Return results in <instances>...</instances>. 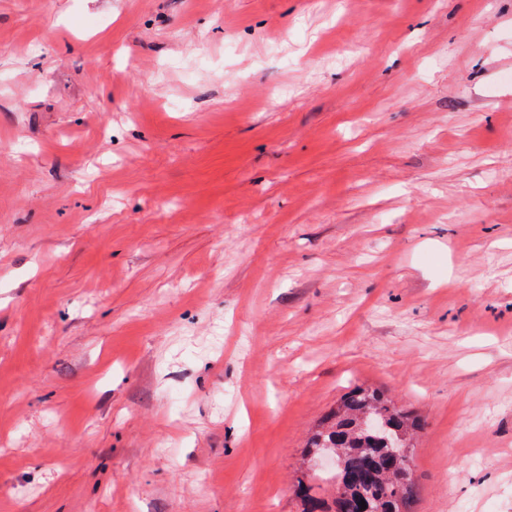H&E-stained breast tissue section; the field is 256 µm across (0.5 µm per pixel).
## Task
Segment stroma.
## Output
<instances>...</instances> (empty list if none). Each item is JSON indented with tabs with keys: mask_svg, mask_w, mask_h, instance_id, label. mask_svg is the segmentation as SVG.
Segmentation results:
<instances>
[{
	"mask_svg": "<svg viewBox=\"0 0 512 512\" xmlns=\"http://www.w3.org/2000/svg\"><path fill=\"white\" fill-rule=\"evenodd\" d=\"M362 384L512 512V0H0V512H300Z\"/></svg>",
	"mask_w": 512,
	"mask_h": 512,
	"instance_id": "stroma-1",
	"label": "stroma"
}]
</instances>
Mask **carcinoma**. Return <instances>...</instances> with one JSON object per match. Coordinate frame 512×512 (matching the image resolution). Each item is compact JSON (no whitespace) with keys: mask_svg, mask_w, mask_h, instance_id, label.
<instances>
[{"mask_svg":"<svg viewBox=\"0 0 512 512\" xmlns=\"http://www.w3.org/2000/svg\"><path fill=\"white\" fill-rule=\"evenodd\" d=\"M417 420L385 401L377 390L357 387L341 400L309 440L306 455L336 458V496L319 502L301 485L303 512H401L417 495L413 479L393 481V456L400 441L411 442ZM366 508H361L360 503Z\"/></svg>","mask_w":512,"mask_h":512,"instance_id":"carcinoma-1","label":"carcinoma"}]
</instances>
